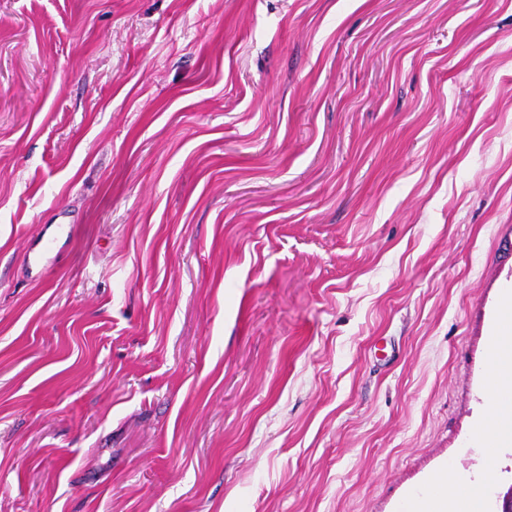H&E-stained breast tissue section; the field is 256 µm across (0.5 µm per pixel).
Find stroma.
Masks as SVG:
<instances>
[{
	"instance_id": "stroma-1",
	"label": "stroma",
	"mask_w": 512,
	"mask_h": 512,
	"mask_svg": "<svg viewBox=\"0 0 512 512\" xmlns=\"http://www.w3.org/2000/svg\"><path fill=\"white\" fill-rule=\"evenodd\" d=\"M512 282V0H0V512H399Z\"/></svg>"
}]
</instances>
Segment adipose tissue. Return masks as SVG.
I'll return each instance as SVG.
<instances>
[{"mask_svg": "<svg viewBox=\"0 0 512 512\" xmlns=\"http://www.w3.org/2000/svg\"><path fill=\"white\" fill-rule=\"evenodd\" d=\"M488 347L492 359L485 386L486 409L474 426L472 441L492 461L512 446V285L499 293ZM482 507L479 481L444 465L409 494L403 512H481Z\"/></svg>", "mask_w": 512, "mask_h": 512, "instance_id": "adipose-tissue-1", "label": "adipose tissue"}]
</instances>
